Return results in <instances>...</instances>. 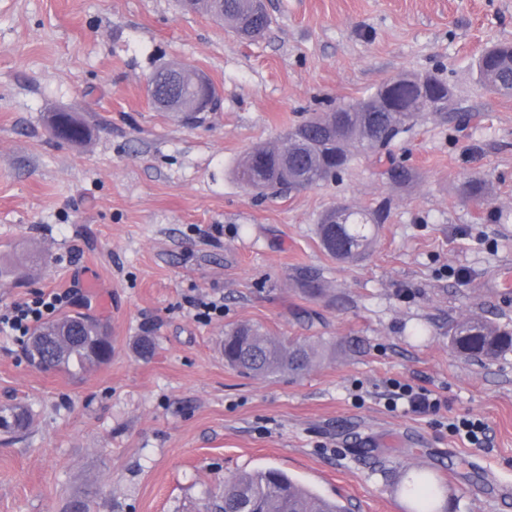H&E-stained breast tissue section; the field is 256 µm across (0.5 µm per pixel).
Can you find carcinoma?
<instances>
[{
  "instance_id": "cac0c4a2",
  "label": "carcinoma",
  "mask_w": 512,
  "mask_h": 512,
  "mask_svg": "<svg viewBox=\"0 0 512 512\" xmlns=\"http://www.w3.org/2000/svg\"><path fill=\"white\" fill-rule=\"evenodd\" d=\"M224 23L241 35L258 30L265 36L270 16L256 0H223ZM478 73L485 86L495 92L512 87V45L494 46L478 59ZM430 111L428 100L420 97L415 77L406 75L379 86L368 97L336 107L333 117L315 115L288 130L286 138L299 139L304 148L283 160L284 142L258 144L236 165L235 178L247 189L261 195L295 190L303 182L315 186L343 171L355 155L379 154L419 117ZM68 128L69 139H85V126L69 112L55 113ZM387 178L405 183L412 171L387 158ZM387 219V211L339 204L327 210L317 224L323 250L340 262H353L370 249L377 227ZM450 346L465 357L492 358L512 349V332L501 329L480 316L455 323L448 331ZM107 339L104 325L79 316H64L39 326L30 338L27 355L38 351L54 360V367L73 376L90 365L102 363L94 350L96 342ZM323 355L311 341L271 336L259 327L241 324L224 336V362L249 374L270 375L288 371L302 375ZM30 424L28 409L0 407V431L8 436L24 433ZM418 490L412 512H457L440 510L441 486L430 474L417 470L405 491ZM206 512H348L337 501L324 499L300 486L277 470L242 472L224 481V491L207 499Z\"/></svg>"
}]
</instances>
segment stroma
<instances>
[{
  "mask_svg": "<svg viewBox=\"0 0 512 512\" xmlns=\"http://www.w3.org/2000/svg\"><path fill=\"white\" fill-rule=\"evenodd\" d=\"M266 2L271 28L247 41L177 0H0V310L68 289L67 313L112 339L111 360L74 378L0 332V406L32 414L0 437V512H203L225 478L266 469L351 512H410L418 468L461 512H512V351L448 346L467 316L512 328V220L493 214L512 212V96L476 70L512 43V0ZM169 63L206 74L219 111L154 108L146 80ZM412 73L454 92L389 147L412 182L365 155L275 197L236 180L254 145ZM60 110L85 141L51 136ZM339 203L388 211L362 260L319 244ZM195 298L223 314L198 319ZM241 323L326 350L299 377L244 375L222 353ZM394 379L439 411L391 410ZM463 415L486 425L483 447L449 432Z\"/></svg>",
  "mask_w": 512,
  "mask_h": 512,
  "instance_id": "35a3bbf8",
  "label": "stroma"
}]
</instances>
